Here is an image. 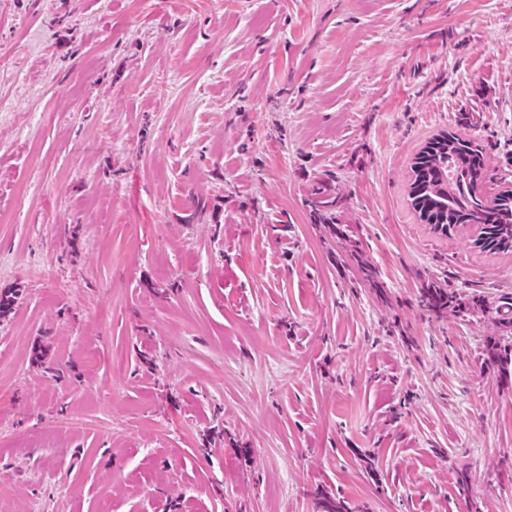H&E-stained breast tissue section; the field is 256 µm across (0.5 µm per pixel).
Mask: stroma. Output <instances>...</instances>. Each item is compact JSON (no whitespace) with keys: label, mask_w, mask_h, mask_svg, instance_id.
<instances>
[{"label":"stroma","mask_w":512,"mask_h":512,"mask_svg":"<svg viewBox=\"0 0 512 512\" xmlns=\"http://www.w3.org/2000/svg\"><path fill=\"white\" fill-rule=\"evenodd\" d=\"M446 131L512 186V0H0V512H512ZM482 148L456 134L433 138L415 157L409 200L420 221L441 234L459 229L475 248L512 249V192L488 197Z\"/></svg>","instance_id":"obj_1"}]
</instances>
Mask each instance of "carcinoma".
<instances>
[{"label": "carcinoma", "mask_w": 512, "mask_h": 512, "mask_svg": "<svg viewBox=\"0 0 512 512\" xmlns=\"http://www.w3.org/2000/svg\"><path fill=\"white\" fill-rule=\"evenodd\" d=\"M482 148L456 134L444 133L415 157L409 200L419 219L441 234L462 229L481 250L512 249V192L488 197ZM428 309L441 312L452 303L442 288L422 295Z\"/></svg>", "instance_id": "1"}]
</instances>
